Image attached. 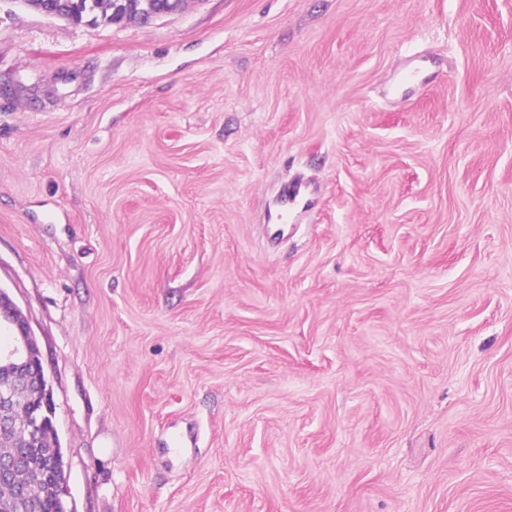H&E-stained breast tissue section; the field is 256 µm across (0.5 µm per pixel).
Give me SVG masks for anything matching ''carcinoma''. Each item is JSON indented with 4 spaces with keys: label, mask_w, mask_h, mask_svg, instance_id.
<instances>
[{
    "label": "carcinoma",
    "mask_w": 512,
    "mask_h": 512,
    "mask_svg": "<svg viewBox=\"0 0 512 512\" xmlns=\"http://www.w3.org/2000/svg\"><path fill=\"white\" fill-rule=\"evenodd\" d=\"M68 9L70 19L80 23L83 18L99 15L103 20L114 22V8L128 14H135L151 8L155 12H163L172 7V0H71ZM53 444L50 431H45L39 441L25 444L16 441L5 448L6 455L17 460L13 480L0 485V502L14 501L16 490L25 489L34 499V505L40 512H60L57 497L51 487L55 482L56 470L48 465L47 452Z\"/></svg>",
    "instance_id": "carcinoma-1"
}]
</instances>
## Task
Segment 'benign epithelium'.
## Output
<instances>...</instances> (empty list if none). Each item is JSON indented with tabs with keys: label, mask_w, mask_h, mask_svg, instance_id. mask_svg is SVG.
Returning <instances> with one entry per match:
<instances>
[{
	"label": "benign epithelium",
	"mask_w": 512,
	"mask_h": 512,
	"mask_svg": "<svg viewBox=\"0 0 512 512\" xmlns=\"http://www.w3.org/2000/svg\"><path fill=\"white\" fill-rule=\"evenodd\" d=\"M35 9L51 17H63L65 0H37ZM10 332L8 345H0V369L9 372L0 382V427L14 438L36 441L44 429L56 431L55 404L45 372L35 376L27 372L29 362L40 357L36 339L27 321L11 297L0 288V331Z\"/></svg>",
	"instance_id": "7a95c632"
}]
</instances>
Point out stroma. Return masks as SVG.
Returning <instances> with one entry per match:
<instances>
[{"mask_svg":"<svg viewBox=\"0 0 512 512\" xmlns=\"http://www.w3.org/2000/svg\"><path fill=\"white\" fill-rule=\"evenodd\" d=\"M0 287L70 512H512V0H0ZM71 1L72 7L68 9L70 19L73 22L80 23L84 17H91L94 15L93 20H97L98 15L101 14L103 20L109 23H116L113 18L114 6L122 9L123 13L135 14L144 11L149 1L150 8L154 12L150 11L142 12L141 16L138 17L137 21L141 24H147L155 20L160 15L175 11L183 4L182 0H176L177 5L172 7L173 0H69ZM116 2V3H114ZM94 3L97 7L94 6ZM170 9L168 12L160 13ZM433 61L427 56H418L412 58L406 66L402 78V90L404 94L411 92L428 78L432 68ZM312 195L313 189L306 182L298 181L285 185L278 197L279 209L275 215H268V223L283 224L288 218L289 209L303 200L310 203Z\"/></svg>","mask_w":512,"mask_h":512,"instance_id":"obj_1","label":"stroma"}]
</instances>
